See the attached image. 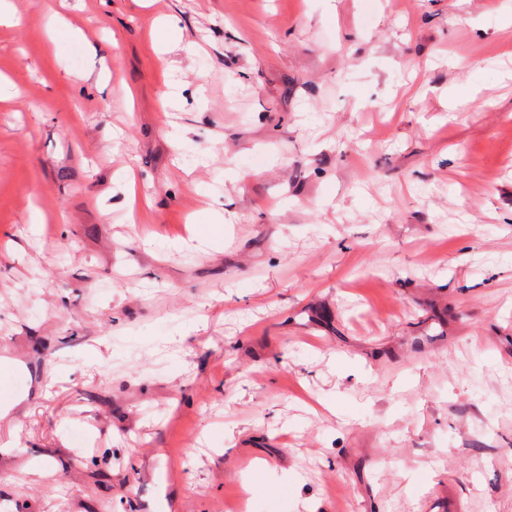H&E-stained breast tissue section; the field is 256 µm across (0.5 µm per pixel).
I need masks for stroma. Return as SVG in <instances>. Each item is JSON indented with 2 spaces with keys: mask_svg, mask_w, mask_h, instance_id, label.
<instances>
[{
  "mask_svg": "<svg viewBox=\"0 0 512 512\" xmlns=\"http://www.w3.org/2000/svg\"><path fill=\"white\" fill-rule=\"evenodd\" d=\"M13 5L0 512H512V0Z\"/></svg>",
  "mask_w": 512,
  "mask_h": 512,
  "instance_id": "1",
  "label": "stroma"
}]
</instances>
